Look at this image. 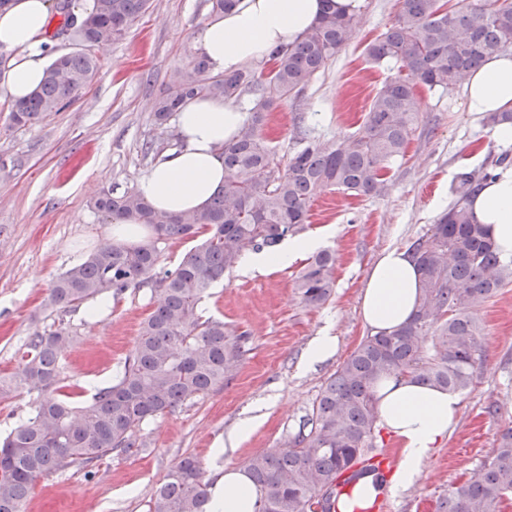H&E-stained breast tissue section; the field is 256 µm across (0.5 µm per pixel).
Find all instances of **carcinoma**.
<instances>
[{
    "instance_id": "1",
    "label": "carcinoma",
    "mask_w": 512,
    "mask_h": 512,
    "mask_svg": "<svg viewBox=\"0 0 512 512\" xmlns=\"http://www.w3.org/2000/svg\"><path fill=\"white\" fill-rule=\"evenodd\" d=\"M450 11L442 0H399L395 22L366 48L369 59L397 69L372 98L363 124L338 139H309L286 162L277 160L263 135L266 113L303 91L309 80L346 46L355 17L326 13L295 44L273 53L261 98L237 138L224 146V185L200 210L171 215L154 210L137 192L103 190L91 206L107 219H134L151 229L139 244L97 250L53 280L47 306L78 307L103 295L118 298L152 283L153 307L140 325L123 375L87 404L63 390L61 359L72 345L70 327L34 331L18 376H0V396L18 389L55 397L32 403L27 418L0 440V512H25L35 483L73 465L94 468L107 455H137V432L146 422L193 402L236 373L250 351L249 337L201 319L199 303L224 279L244 251L273 252L303 230L312 198L337 189L355 196L381 193L385 175L404 156L419 121L415 87L449 90L487 58L512 49V4L462 0ZM150 0H55L59 18L52 42L75 41L81 50L56 56L40 86L24 101L8 103L15 126L32 125L69 105L97 75L101 54L122 38ZM239 71L215 75L202 57L157 98L155 124L165 125L184 100L235 98L256 82ZM494 166L458 174V200L409 246L422 277L410 322L391 334H369L325 382L318 400L283 446L253 456L245 467L257 489L254 512H337L336 486L355 469L353 488L384 489L386 477L369 462L380 430L376 383L392 375L463 393L486 361L487 342L476 316L500 289L512 284V262L496 253L488 231L474 223L467 201ZM204 237L172 270L156 272L160 245ZM335 256L321 250L299 272L301 303L317 308L333 293ZM512 501V429L496 451L452 485L437 512H501ZM209 484L199 462L185 457L156 487L149 512H211Z\"/></svg>"
}]
</instances>
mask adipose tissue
Returning <instances> with one entry per match:
<instances>
[{
    "instance_id": "adipose-tissue-1",
    "label": "adipose tissue",
    "mask_w": 512,
    "mask_h": 512,
    "mask_svg": "<svg viewBox=\"0 0 512 512\" xmlns=\"http://www.w3.org/2000/svg\"><path fill=\"white\" fill-rule=\"evenodd\" d=\"M363 0H237L235 6L206 19L193 41L215 74H230L269 60L274 49L296 43L328 10L359 14ZM50 0H10L0 9V50L11 52L10 69L0 94L27 98L39 85L52 56L44 37ZM469 111L487 114L512 106V50L486 60L465 79ZM245 121L242 108L219 97L188 100L177 113L178 149L167 153L137 183L138 194L153 208L180 214L203 208L224 183V145ZM476 223L485 225L504 261H512V166L497 169L494 179L468 202ZM324 244L317 235L295 237L273 253L245 260L249 271L290 264ZM421 295V274L406 250L390 248L375 262L361 300L365 325L391 333L408 323ZM377 424L402 442L396 460L398 486L413 484L421 465L447 436L460 408L457 393L391 376L375 388ZM257 494L240 470L225 471L211 489L213 512H253Z\"/></svg>"
}]
</instances>
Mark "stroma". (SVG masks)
<instances>
[{"instance_id":"obj_1","label":"stroma","mask_w":512,"mask_h":512,"mask_svg":"<svg viewBox=\"0 0 512 512\" xmlns=\"http://www.w3.org/2000/svg\"><path fill=\"white\" fill-rule=\"evenodd\" d=\"M398 0H364L352 40L308 82L303 93L270 112L263 127L278 159L299 152L297 134L339 138L364 121L371 100L389 76L373 64L367 46L392 25ZM211 14L209 0H151L128 33L103 53L89 87L61 111L23 128L11 127L0 95V375L18 373L34 331L64 322L76 343L63 357L66 384L82 400L110 386L124 371L141 321L152 305L149 286L128 289L121 300L88 316L86 306L48 311L42 304L52 280L103 247L110 226L90 203L105 188L136 189L139 179L180 145L175 121L156 125L155 102L195 57L193 36ZM420 118L403 159L386 176L383 193L353 197L332 190L317 195L304 232L324 237L336 256L335 288L322 306L301 304L295 278L306 264L260 274L236 266L199 305L246 333L251 350L235 376L204 397L151 420L138 433L139 454L112 453L99 467L76 466L37 481L25 512H147L156 485L185 456L200 463L212 483L225 469L287 442L311 414L325 381L368 333L361 292L379 255L406 247L458 198L460 172L481 169L512 144L496 142L484 116L469 112L462 88L418 87ZM487 332L486 362L477 383L461 397L451 433L426 460L422 478L388 495L391 512H435L440 496L487 456L512 427V285L479 311ZM336 337L325 361L306 365L314 337ZM261 422L249 438L229 444L244 419Z\"/></svg>"}]
</instances>
